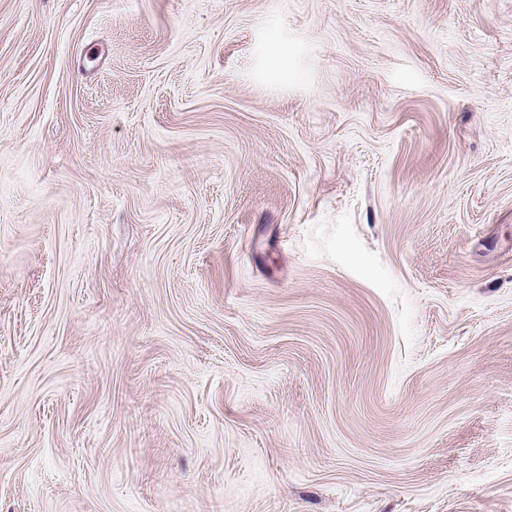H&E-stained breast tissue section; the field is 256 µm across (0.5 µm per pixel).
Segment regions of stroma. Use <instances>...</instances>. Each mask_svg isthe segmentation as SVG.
Segmentation results:
<instances>
[{"instance_id": "35a3bbf8", "label": "stroma", "mask_w": 512, "mask_h": 512, "mask_svg": "<svg viewBox=\"0 0 512 512\" xmlns=\"http://www.w3.org/2000/svg\"><path fill=\"white\" fill-rule=\"evenodd\" d=\"M0 512H512V0H0Z\"/></svg>"}]
</instances>
